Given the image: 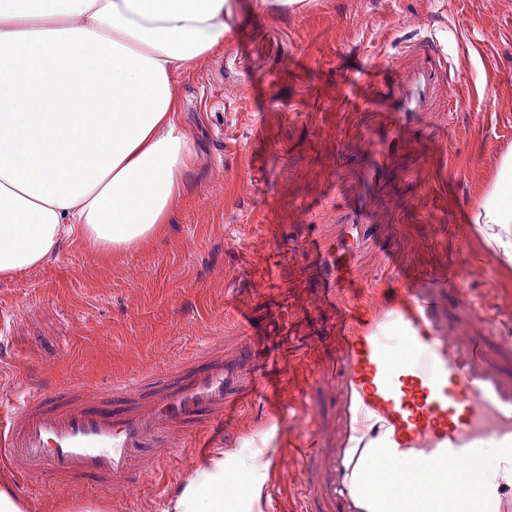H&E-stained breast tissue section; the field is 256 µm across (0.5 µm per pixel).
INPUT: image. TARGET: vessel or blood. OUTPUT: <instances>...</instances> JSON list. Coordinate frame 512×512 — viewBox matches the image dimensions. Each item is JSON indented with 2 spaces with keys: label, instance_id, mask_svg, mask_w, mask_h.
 <instances>
[{
  "label": "vessel or blood",
  "instance_id": "1",
  "mask_svg": "<svg viewBox=\"0 0 512 512\" xmlns=\"http://www.w3.org/2000/svg\"><path fill=\"white\" fill-rule=\"evenodd\" d=\"M386 63L398 73L391 99L345 92L342 105L368 113L372 147L348 186L351 224H378L377 200L391 183L423 113L439 109L448 70L442 49L421 38ZM351 244L326 254V277L355 280ZM343 327L336 362L321 370L288 404V423L308 424L316 439L301 449L305 512H401L419 500L431 512H512V336L492 341L493 317L470 308L468 335L442 328L432 295L413 288H373L341 298ZM249 351L231 358L223 348H201L165 372L112 386L98 399L82 385L63 382L15 394L0 416V464L21 466L32 489L45 482L96 489L130 487L153 466L151 448L174 449V434L208 447L224 426V412L273 366ZM336 402L333 417L316 409V394ZM495 450L494 469L480 462ZM445 467L442 482L417 478L427 464Z\"/></svg>",
  "mask_w": 512,
  "mask_h": 512
}]
</instances>
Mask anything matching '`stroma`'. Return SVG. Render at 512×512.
Instances as JSON below:
<instances>
[{
	"mask_svg": "<svg viewBox=\"0 0 512 512\" xmlns=\"http://www.w3.org/2000/svg\"><path fill=\"white\" fill-rule=\"evenodd\" d=\"M231 27L224 48L176 83L195 160L162 238L108 256L70 238L43 264L0 278V399L62 379L93 399L228 336L264 337V354L282 360L268 373L280 399L312 382L336 354L337 323L306 244L351 240L336 183L370 147L362 116L336 100L346 75L364 66L369 93L389 98L396 73L381 61L424 36L448 53L452 110L422 118L379 203L383 224L355 247V276L362 287H383L381 252L390 249L405 287L436 296L442 324L465 322L468 297L491 313L512 310V281L480 255L468 222L500 155L512 150V0H305L238 14ZM458 270L461 292L452 295L448 275ZM271 452L277 471H252ZM219 457L234 512H260L250 487L269 478L282 512L297 508L288 431L269 420L261 394L238 405L214 448L184 444L130 490L81 497L49 485L29 495L0 467V491L20 496L23 512H173L179 489Z\"/></svg>",
	"mask_w": 512,
	"mask_h": 512,
	"instance_id": "35a3bbf8",
	"label": "stroma"
}]
</instances>
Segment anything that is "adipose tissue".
Listing matches in <instances>:
<instances>
[{"mask_svg":"<svg viewBox=\"0 0 512 512\" xmlns=\"http://www.w3.org/2000/svg\"><path fill=\"white\" fill-rule=\"evenodd\" d=\"M241 0H0V277L80 236L102 253L161 236L194 153L175 82L223 46ZM512 272V152L472 214ZM176 512H224V462Z\"/></svg>","mask_w":512,"mask_h":512,"instance_id":"obj_1","label":"adipose tissue"}]
</instances>
